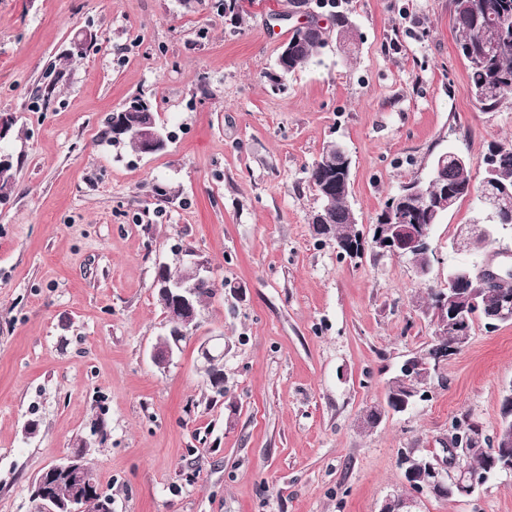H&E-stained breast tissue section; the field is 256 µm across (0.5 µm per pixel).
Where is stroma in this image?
Returning a JSON list of instances; mask_svg holds the SVG:
<instances>
[{"instance_id":"1","label":"stroma","mask_w":512,"mask_h":512,"mask_svg":"<svg viewBox=\"0 0 512 512\" xmlns=\"http://www.w3.org/2000/svg\"><path fill=\"white\" fill-rule=\"evenodd\" d=\"M346 7L357 52L328 41L277 87L267 74L300 23L288 0H254L238 20L220 0H0L17 165L0 204V512H38L33 480L80 449L112 512H379L403 488L400 452L442 453L458 422L494 436L512 323L475 321L427 400L374 428L363 418L432 340L426 288L512 251V229L458 247L486 221L467 197L434 227L429 278L391 255L349 260L313 231L307 171L324 143L345 146L364 232L439 153L464 154L481 181L489 145L512 142V109L483 113L468 96L450 0ZM79 34L86 54L64 58ZM136 95L171 135L153 155L108 138ZM193 253L214 292L161 368L155 273ZM219 334L220 397L199 354ZM418 512H512V474Z\"/></svg>"}]
</instances>
